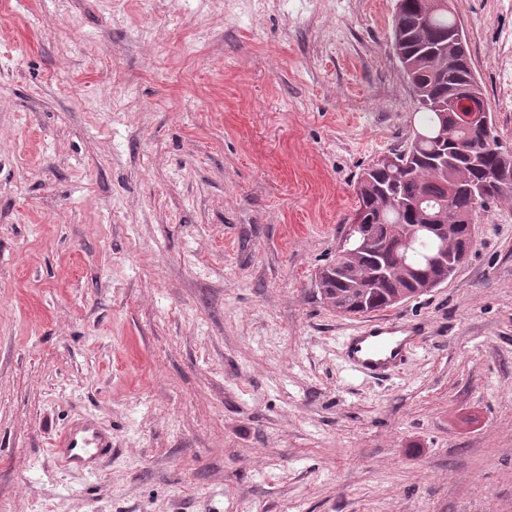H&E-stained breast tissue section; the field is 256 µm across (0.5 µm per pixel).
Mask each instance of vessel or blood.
Listing matches in <instances>:
<instances>
[{
	"label": "vessel or blood",
	"mask_w": 512,
	"mask_h": 512,
	"mask_svg": "<svg viewBox=\"0 0 512 512\" xmlns=\"http://www.w3.org/2000/svg\"><path fill=\"white\" fill-rule=\"evenodd\" d=\"M425 328L403 317L383 318L359 326L342 342L347 368L357 374L384 379L399 372L423 348ZM63 464L78 461L80 453L96 456L111 450L112 440L95 424L70 428L57 442Z\"/></svg>",
	"instance_id": "1"
}]
</instances>
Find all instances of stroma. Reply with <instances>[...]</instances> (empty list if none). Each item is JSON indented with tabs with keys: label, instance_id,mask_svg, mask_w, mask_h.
<instances>
[{
	"label": "stroma",
	"instance_id": "obj_1",
	"mask_svg": "<svg viewBox=\"0 0 512 512\" xmlns=\"http://www.w3.org/2000/svg\"><path fill=\"white\" fill-rule=\"evenodd\" d=\"M450 6L512 148V11ZM396 7L0 0V512H512V196L392 307L398 376L318 288L419 125ZM84 420L112 453L63 467ZM425 328L404 317L361 325L342 342L347 368L358 375L385 379L399 372L423 348Z\"/></svg>",
	"mask_w": 512,
	"mask_h": 512
}]
</instances>
